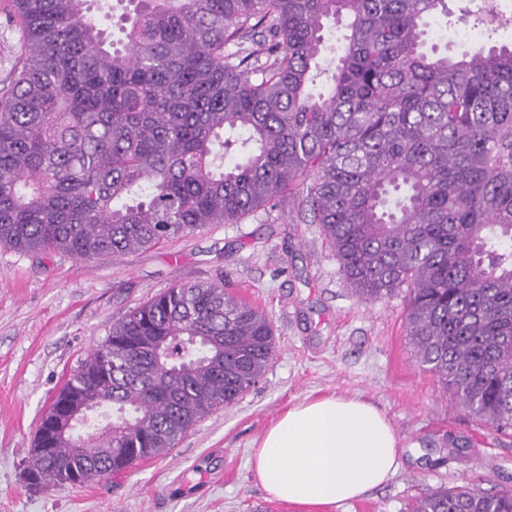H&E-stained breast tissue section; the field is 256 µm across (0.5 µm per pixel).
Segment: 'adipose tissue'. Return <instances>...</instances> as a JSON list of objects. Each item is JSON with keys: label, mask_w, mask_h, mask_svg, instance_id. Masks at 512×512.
<instances>
[{"label": "adipose tissue", "mask_w": 512, "mask_h": 512, "mask_svg": "<svg viewBox=\"0 0 512 512\" xmlns=\"http://www.w3.org/2000/svg\"><path fill=\"white\" fill-rule=\"evenodd\" d=\"M401 441L370 402L330 396L289 407L251 458L256 481L272 499L299 506L352 501L398 470Z\"/></svg>", "instance_id": "ef3b65f1"}]
</instances>
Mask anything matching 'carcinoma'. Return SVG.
Wrapping results in <instances>:
<instances>
[{
  "label": "carcinoma",
  "instance_id": "cac0c4a2",
  "mask_svg": "<svg viewBox=\"0 0 512 512\" xmlns=\"http://www.w3.org/2000/svg\"><path fill=\"white\" fill-rule=\"evenodd\" d=\"M94 2L13 0L24 57L0 96V250L133 254L297 189L356 296L407 288L420 366L511 434L512 46L425 52L424 18L446 0H128L116 44ZM236 144L242 161L224 165ZM275 352L269 317L223 283L161 291L52 398L29 483L81 485L166 453ZM80 408L77 453L65 412ZM92 417L107 424L89 431ZM410 512H512V492L438 488Z\"/></svg>",
  "mask_w": 512,
  "mask_h": 512
}]
</instances>
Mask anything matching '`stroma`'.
<instances>
[{
	"instance_id": "obj_1",
	"label": "stroma",
	"mask_w": 512,
	"mask_h": 512,
	"mask_svg": "<svg viewBox=\"0 0 512 512\" xmlns=\"http://www.w3.org/2000/svg\"><path fill=\"white\" fill-rule=\"evenodd\" d=\"M427 41L458 56L473 44L512 45V30L448 0ZM11 0H0V92L22 59ZM223 282L272 320L276 354L235 404L217 410L162 457L80 487L29 485L24 469L43 411L112 325L175 285ZM406 292L364 303L339 272L320 225L297 199L238 224L121 257L0 250V512H407L425 489L469 483L512 490V436L498 434L418 363ZM354 396L379 407L402 438L385 485L335 507L269 499L249 466L279 415L305 397Z\"/></svg>"
}]
</instances>
